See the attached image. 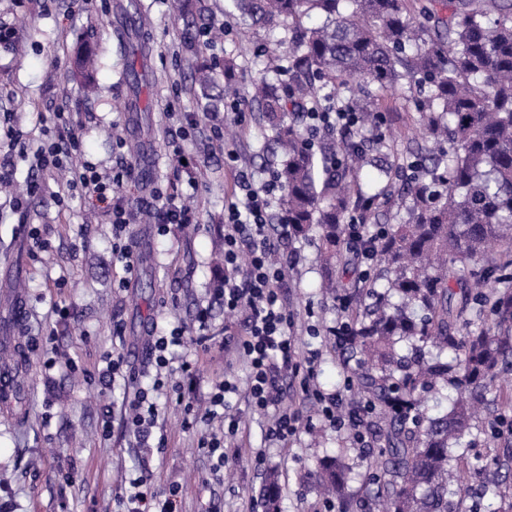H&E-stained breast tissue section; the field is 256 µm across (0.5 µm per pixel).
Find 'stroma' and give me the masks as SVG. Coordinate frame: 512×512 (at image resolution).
Segmentation results:
<instances>
[{"label": "stroma", "instance_id": "1", "mask_svg": "<svg viewBox=\"0 0 512 512\" xmlns=\"http://www.w3.org/2000/svg\"><path fill=\"white\" fill-rule=\"evenodd\" d=\"M130 1L0 0V24L16 29L26 48L19 57L15 43H0V157L9 164L13 186L12 192H0V351L11 354L10 361L0 364V374L14 392L10 402L0 403V503L10 512H117L126 479L142 470L156 490L182 485V512H264L258 491L271 475L278 479L280 512H325L329 503L334 512H378L372 461L384 445L382 419L372 418L363 445L354 443L348 430L319 422L300 430L288 447L265 448L261 437L269 419L249 407L242 390L230 398L243 428L240 457L216 472L196 447V430L184 429L182 407L162 406L158 425L169 444L148 459L119 419L106 417V408L121 410L122 391L104 393L81 373L45 367L54 349L93 366L119 351L130 371L147 380L155 374L151 326L180 322L188 335L219 339L225 326L242 328L218 303L211 304L206 326H199L195 315L224 278V264L215 253L224 247V208L234 196L229 154H236L259 180L279 159L268 139V124L248 96L263 74L259 49L284 57L288 46L280 30L243 31L226 13V0H207L212 20L226 28L207 55L218 71L226 58L236 62L238 96L247 113L241 127L225 109L208 114L192 110L182 23L170 16L168 0H134L144 16L139 41L148 53V83L141 100L150 112L144 117L128 109ZM80 39L97 52L95 90L87 97L71 73ZM416 100V94L399 89L377 101L380 132L396 138L402 153L409 150L407 137L416 129ZM60 112L83 126L81 147L71 163H89L107 174L127 156L128 141H139L138 174L125 183L123 196L135 209L154 210L153 188L173 184L198 212L197 223L170 225L163 236L156 225L134 224L137 252L149 255L151 263L139 267L129 287L118 286L123 270L112 259L107 204L68 191L57 175L44 177L41 194L26 195L41 133L56 131ZM188 122L193 131L179 145L191 160L184 167L173 151L171 132ZM15 196L27 197L26 208L14 209ZM32 224L49 226L48 248L29 237ZM320 244L321 232L315 228L279 244L278 250L291 262L282 287L289 309L297 313L296 359L317 353L315 383L333 394L343 390L345 370L358 356L350 347H337L333 337L313 333L333 325L337 317L335 300L319 290ZM60 308L70 313L61 325L55 315ZM116 323L123 328L119 338L112 334ZM227 371L245 382L246 363L235 354L214 350L199 362L198 413L208 408L204 393ZM107 423L112 432L106 437L102 430ZM337 454L350 465V479L340 496L327 498L317 489L316 474L323 459ZM456 454L466 463L465 496L476 512H512V499L481 493L486 483L512 485V471L501 467L512 456V435L494 439L476 428L471 446Z\"/></svg>", "mask_w": 512, "mask_h": 512}]
</instances>
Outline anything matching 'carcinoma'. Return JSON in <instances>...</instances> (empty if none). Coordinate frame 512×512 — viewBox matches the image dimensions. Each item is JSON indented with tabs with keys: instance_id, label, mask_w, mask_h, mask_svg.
I'll return each mask as SVG.
<instances>
[{
	"instance_id": "obj_1",
	"label": "carcinoma",
	"mask_w": 512,
	"mask_h": 512,
	"mask_svg": "<svg viewBox=\"0 0 512 512\" xmlns=\"http://www.w3.org/2000/svg\"><path fill=\"white\" fill-rule=\"evenodd\" d=\"M242 24L281 27L288 80H260L253 102L280 149L274 169L293 235L321 229L326 288L350 301L348 345L363 360L348 368L362 403L388 422L374 458L383 512H452L448 490L461 473L448 449L462 445L479 394L501 390L512 368V0H231ZM190 28L221 33L201 0H172ZM316 14L321 24L305 19ZM128 37L133 92L140 94L145 51ZM206 42V43H208ZM206 43L188 37L199 59L194 93L204 113L218 108ZM418 90L421 152L385 166L390 149L369 138L374 91ZM342 103L359 122L327 131L308 147V114ZM400 197L405 216L381 226L373 264L359 274L348 220L371 224L374 203ZM456 392L450 410L426 418L424 394ZM349 466L320 463L319 479L339 490ZM278 512L275 478L261 491Z\"/></svg>"
}]
</instances>
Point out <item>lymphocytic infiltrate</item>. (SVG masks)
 Segmentation results:
<instances>
[{
  "label": "lymphocytic infiltrate",
  "mask_w": 512,
  "mask_h": 512,
  "mask_svg": "<svg viewBox=\"0 0 512 512\" xmlns=\"http://www.w3.org/2000/svg\"><path fill=\"white\" fill-rule=\"evenodd\" d=\"M81 143L80 127L69 118H62L57 138L43 142L36 151L37 170L50 173L62 168L66 158ZM136 168L135 161H126L112 175L101 176L92 167L71 169L67 182L70 189L95 195L112 206V252L123 264L124 275L120 286H127L135 272L136 239L130 229V211L121 195L123 185ZM235 183L240 198L228 203L224 213V284L215 289L213 298L225 309L240 315L243 332L224 336L225 352H235L249 366L247 393L255 410L276 409L277 415L268 429L270 440L289 444L296 436L301 417L297 411L284 409V392L279 388L273 368L275 362L290 366L296 345L290 336V323L280 285L284 279L282 268L271 264L269 256L276 249L279 239L289 237L290 226L286 220H273L272 207L281 194L275 178L254 181L247 169L237 168ZM184 326L171 330H152V352L157 373L150 385L138 387L124 413L126 426L132 431L142 448H165L166 435L155 434L159 416L160 394L174 396L183 402V386L171 383L169 369L172 360H178L177 350L184 347ZM315 370L307 368L300 384L305 399L321 407L323 418L333 426L350 428L354 439H362V427L373 409L360 405L349 414H342L343 398L322 393L314 383ZM234 381L224 379L216 383L207 395L210 410L225 409L223 435H210L200 439L198 446L214 458L216 468L235 460L227 439L237 436L239 419L230 414L229 396L237 392ZM181 491L172 485L163 493H156L147 484L146 477L130 480L125 512H179Z\"/></svg>",
  "instance_id": "lymphocytic-infiltrate-1"
}]
</instances>
